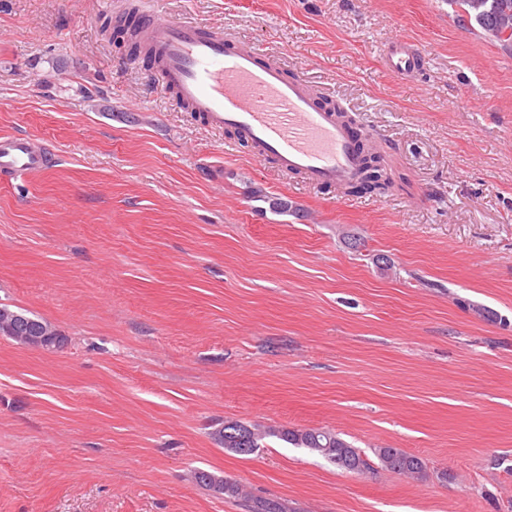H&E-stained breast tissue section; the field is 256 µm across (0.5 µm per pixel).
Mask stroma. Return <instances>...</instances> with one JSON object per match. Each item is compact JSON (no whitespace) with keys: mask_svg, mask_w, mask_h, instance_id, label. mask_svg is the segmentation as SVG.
Listing matches in <instances>:
<instances>
[{"mask_svg":"<svg viewBox=\"0 0 512 512\" xmlns=\"http://www.w3.org/2000/svg\"><path fill=\"white\" fill-rule=\"evenodd\" d=\"M143 2L304 76L384 142L391 190L309 185L180 110L106 28ZM396 38L425 76L383 69ZM15 135L56 161L0 179V307L66 342L0 336V512H512V52L448 0H0ZM232 421L429 476L241 456ZM242 431L248 437L252 448L248 452L239 450L241 443L236 440ZM215 440L239 455H252L259 448H264V440L276 437L296 448H307L317 452L336 468L353 474H363L371 468L367 455L361 448L354 447L350 442L340 437L335 431L315 428L291 430L286 428H251L239 423L226 424L214 433ZM378 468L394 474L425 479L428 476L426 462L419 456L399 448H372Z\"/></svg>","mask_w":512,"mask_h":512,"instance_id":"stroma-1","label":"stroma"}]
</instances>
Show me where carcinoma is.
<instances>
[{
    "instance_id": "carcinoma-1",
    "label": "carcinoma",
    "mask_w": 512,
    "mask_h": 512,
    "mask_svg": "<svg viewBox=\"0 0 512 512\" xmlns=\"http://www.w3.org/2000/svg\"><path fill=\"white\" fill-rule=\"evenodd\" d=\"M457 7L455 18L464 25H477L484 40L499 44L502 49L512 51V0H448ZM375 153L367 151L363 174L360 180L350 186L354 192L367 191L382 194L386 192L383 173L373 166ZM14 311L0 307V336H7L20 345L30 347L32 342L20 333L13 331L11 321ZM245 434L250 441V451L254 454L264 447V440L276 437L296 448H307L318 453L336 468L353 474H362L371 468L364 450L354 447L338 433L324 428L291 430L286 428H251L239 423L226 424L214 433L215 440L225 448L241 455V443L237 436ZM372 454L378 461V468L394 474L424 479L428 476L427 464L419 456L399 448H374ZM199 484L230 496L238 495L237 486L219 479L206 471L196 474ZM248 512H286L283 503L277 500L249 501Z\"/></svg>"
}]
</instances>
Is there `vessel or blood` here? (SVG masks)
Here are the masks:
<instances>
[{"mask_svg": "<svg viewBox=\"0 0 512 512\" xmlns=\"http://www.w3.org/2000/svg\"><path fill=\"white\" fill-rule=\"evenodd\" d=\"M133 39L179 107L206 126L234 129L252 157L313 186L356 181L364 153L351 126L319 106L302 76L288 77L254 49L220 32L137 7ZM385 69L405 77L425 67L418 45L399 38L382 51ZM47 153L23 137L0 138V172L17 179L44 167Z\"/></svg>", "mask_w": 512, "mask_h": 512, "instance_id": "vessel-or-blood-1", "label": "vessel or blood"}]
</instances>
